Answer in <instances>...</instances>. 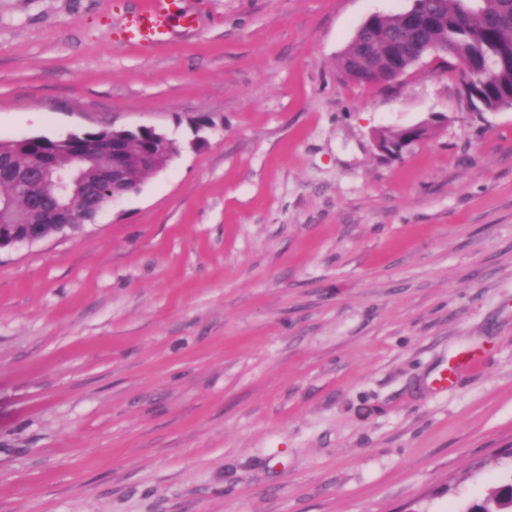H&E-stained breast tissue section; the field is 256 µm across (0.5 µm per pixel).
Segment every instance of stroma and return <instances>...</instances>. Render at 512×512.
I'll return each mask as SVG.
<instances>
[{"instance_id":"stroma-1","label":"stroma","mask_w":512,"mask_h":512,"mask_svg":"<svg viewBox=\"0 0 512 512\" xmlns=\"http://www.w3.org/2000/svg\"><path fill=\"white\" fill-rule=\"evenodd\" d=\"M145 2L0 0V140L180 146L0 251V512H467L512 482V108L433 54L341 77L408 0H178L164 46L129 37Z\"/></svg>"}]
</instances>
